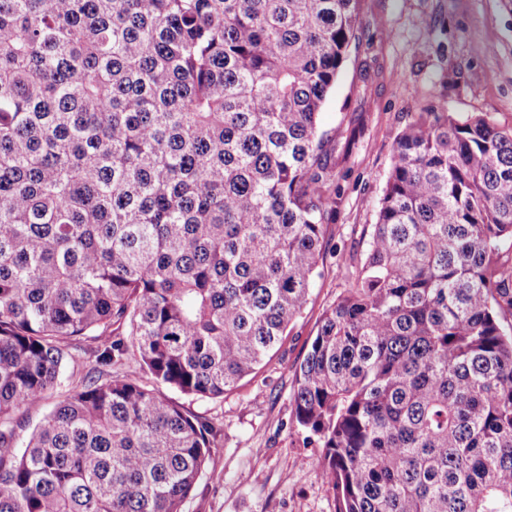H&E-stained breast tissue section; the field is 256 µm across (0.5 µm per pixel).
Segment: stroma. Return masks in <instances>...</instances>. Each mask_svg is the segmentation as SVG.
<instances>
[{
  "instance_id": "obj_1",
  "label": "stroma",
  "mask_w": 512,
  "mask_h": 512,
  "mask_svg": "<svg viewBox=\"0 0 512 512\" xmlns=\"http://www.w3.org/2000/svg\"><path fill=\"white\" fill-rule=\"evenodd\" d=\"M360 46L321 114L336 135L339 190L328 258L311 300L254 373L223 397H181L219 431L184 512H336L312 468L319 453L297 427L295 369L319 321L352 281L377 218L395 139L414 113H481L512 127V0H361Z\"/></svg>"
}]
</instances>
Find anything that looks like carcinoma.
I'll list each match as a JSON object with an SVG mask.
<instances>
[{
  "instance_id": "cac0c4a2",
  "label": "carcinoma",
  "mask_w": 512,
  "mask_h": 512,
  "mask_svg": "<svg viewBox=\"0 0 512 512\" xmlns=\"http://www.w3.org/2000/svg\"><path fill=\"white\" fill-rule=\"evenodd\" d=\"M359 2L0 0V512H182L217 428L160 387L224 396L309 303ZM509 251L512 128L417 113L295 370L336 512H512ZM92 364L86 359V356L81 355L80 357H76L74 362H71L65 371V386L63 387V391L72 388V387H80L84 384L88 372L91 371ZM59 399V394L55 393L49 399L39 404L23 407L20 411L23 420V429L20 431L21 437H27L32 432V430L43 420V418L51 411Z\"/></svg>"
}]
</instances>
